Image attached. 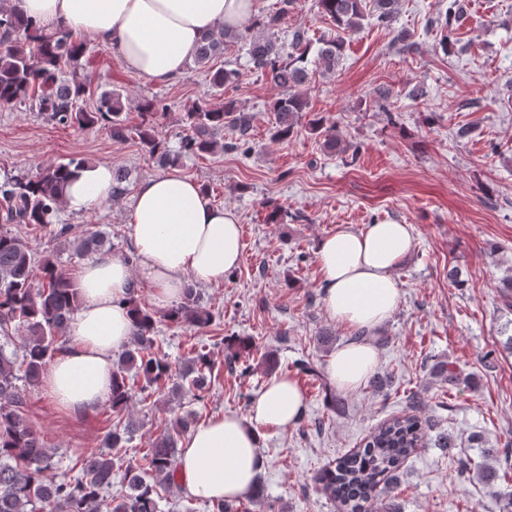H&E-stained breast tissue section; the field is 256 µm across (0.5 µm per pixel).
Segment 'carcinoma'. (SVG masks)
Masks as SVG:
<instances>
[{"mask_svg": "<svg viewBox=\"0 0 512 512\" xmlns=\"http://www.w3.org/2000/svg\"><path fill=\"white\" fill-rule=\"evenodd\" d=\"M399 0H375L373 9L381 25L389 24ZM294 5L281 0L278 12L254 19L241 28L218 26L203 34L195 63L206 64L224 51L228 42H247L246 54L253 67L270 77L279 89L270 103L275 113L272 137L290 138L308 101L296 88L308 80L307 55L312 41L308 29L290 31L288 53L272 36ZM320 12L337 27H361L365 0H317ZM463 0H453L448 11L435 24L449 40L457 29ZM343 51V43L323 40L317 57L331 70ZM88 47L84 38L61 25L48 32L33 33L20 16L0 8V105L29 106L60 125L81 130L105 128L115 140H126L131 130L123 116L122 94L101 92L97 104L84 105L93 94V79L85 73ZM240 71L220 68L209 79L211 88L222 93L239 81ZM142 121L136 135L145 153L163 166L177 164L184 156L200 157L224 150L217 134L229 124L238 134L229 148L238 150L250 142L252 115L232 98L219 107L194 104L184 112V134L178 150L169 149L155 135L154 122L166 114L167 104L157 97L138 102ZM322 139L328 154L347 151L333 127L322 119L309 122ZM80 158L52 162L34 172L11 176L0 183V331L15 324L24 330L20 336L21 354L6 352L0 346V512H160L161 491L177 486L179 442L193 426L195 415L174 416L170 426L157 436L134 463L124 460L122 451L137 428L130 416L135 397L145 402L154 393L170 397L192 394L197 400L211 388L214 362L202 346L180 367H175L156 346L154 312L142 304L138 289L126 301L134 318L131 342L115 355L112 393L107 407L112 427L104 437V448L82 460L81 472L69 479L51 474L52 453L39 433L27 422L26 392L41 385L47 368L65 345L63 336L79 308V287L58 267L52 255L38 257L25 239L6 228L26 224L35 229L53 228V237L62 248L98 252L105 244L98 232L75 234L72 225L58 224L63 185L78 168ZM177 327L202 331L214 321L203 295L187 288L181 301L165 314ZM232 360L253 350L252 339L236 336L231 340ZM23 382L18 386L17 382ZM427 423L415 414L394 417L380 425L363 448L336 459L322 469L316 481L339 505L340 512H399L391 500L395 479L406 458L424 439ZM124 470L129 493L112 497V473Z\"/></svg>", "mask_w": 512, "mask_h": 512, "instance_id": "carcinoma-1", "label": "carcinoma"}]
</instances>
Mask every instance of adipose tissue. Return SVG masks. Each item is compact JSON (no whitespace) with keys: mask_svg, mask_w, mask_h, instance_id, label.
I'll return each mask as SVG.
<instances>
[{"mask_svg":"<svg viewBox=\"0 0 512 512\" xmlns=\"http://www.w3.org/2000/svg\"><path fill=\"white\" fill-rule=\"evenodd\" d=\"M14 11L45 30L64 25L106 46L138 77L166 84L182 76L202 34L215 26L240 27L257 13L259 0H9ZM112 166L86 165L69 179L63 205L86 211L111 205ZM129 237L139 258L104 251L77 273L80 306L67 328L69 341L51 363L43 386L70 413H90L107 401L113 357L132 335L125 304L130 290L146 283L158 308L178 302L188 282H223L241 260V226L234 209L218 206L201 185L171 169L144 179L128 208ZM408 224L338 227L319 239L316 262L329 317L371 331L396 311L397 267L414 250ZM378 364L376 348L351 341L326 362L336 388L356 390ZM306 402L285 376L270 379L247 417L220 415L194 427L178 460V486L202 500H234L256 486L264 461L259 452L266 429L287 430Z\"/></svg>","mask_w":512,"mask_h":512,"instance_id":"adipose-tissue-1","label":"adipose tissue"}]
</instances>
